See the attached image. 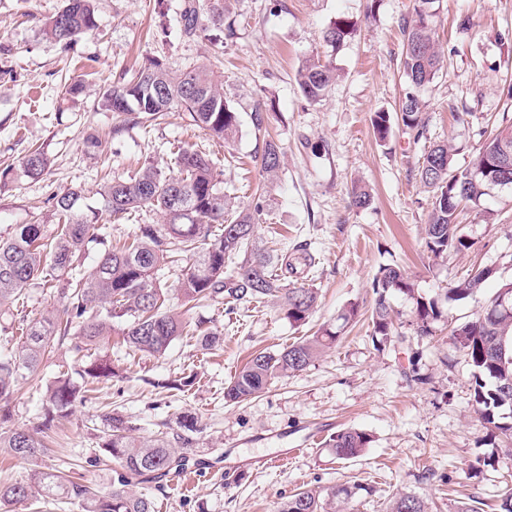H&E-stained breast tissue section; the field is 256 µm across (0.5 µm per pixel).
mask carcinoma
I'll return each instance as SVG.
<instances>
[{
	"instance_id": "carcinoma-1",
	"label": "carcinoma",
	"mask_w": 512,
	"mask_h": 512,
	"mask_svg": "<svg viewBox=\"0 0 512 512\" xmlns=\"http://www.w3.org/2000/svg\"><path fill=\"white\" fill-rule=\"evenodd\" d=\"M436 0H414L411 15L401 24V67L407 89L398 113L376 112L372 126L378 140L388 139L392 124L399 122L416 140L426 134L423 104L418 91L430 84L443 66L433 29ZM226 0H183L181 34L187 39L209 37L223 44ZM97 28L94 0H64L63 6L45 22V31L56 42L70 47ZM355 31V24L340 20L323 34L331 53L340 50ZM336 80V68L317 54L298 71V86L304 97L318 101ZM97 108L120 120L118 134L127 123L151 126L168 112L188 113L193 125L213 139L230 143L240 133L238 111L224 94V82L205 65L175 70L162 59H150L139 69L124 71L118 80L99 91ZM455 148L446 143L429 146L418 167L421 185L432 193V208L424 227V244L435 259L448 251L473 246L461 232L460 207L475 203L490 186L512 177V125L497 127L482 143L472 167L452 169ZM264 180L272 181L283 165V152L273 140L264 141L255 155ZM178 174L171 175L148 164L135 177L114 180L99 190L104 211L119 220L143 209L158 216L155 224H142L135 237L112 245L101 226L85 212L81 191L69 189L53 196L57 219L55 231L38 222L17 224L9 237L0 239V312L10 313L8 304L25 298L34 285L55 284L61 307L35 319H10L0 328L4 341L14 331L25 337L21 350L0 353V423L12 418L9 405L20 381L40 375L57 345L75 338L74 366H59L47 386L42 405L44 422L70 416L74 403L116 375L112 359L92 351L97 339L109 332L121 336L122 344L136 353L163 355L184 334L201 337L205 347L217 343L205 329V321L190 325L171 309L161 285L165 271L180 267L179 291L184 301H227L232 305L276 301L285 317L294 323L308 319L317 306L312 288L285 281L283 269L296 270L286 256H275L253 242L255 224L264 211L263 195L255 204L226 218L231 197L219 188L214 162L189 147L175 152ZM50 166L41 149L22 160L21 173L41 179ZM98 246L94 263L83 269L89 244ZM496 274L492 266H477L466 277L448 284L450 301L475 299ZM371 307L373 342L383 346L404 339L389 302L392 293L415 300L411 323L414 334L431 336L442 311L434 299L415 294L409 274L396 265L378 267L373 275ZM358 313L352 305L340 316L343 324L320 328L311 336L277 352L259 351L224 388V400L235 404L262 393L276 378L306 370L320 355L335 347L345 325ZM448 340L474 368L470 396L474 412L486 429L512 440V421L503 409L512 407V280L504 281L486 300L471 321L449 330ZM196 376L189 374L153 383L157 388L184 391ZM182 432H159L152 437L135 435L137 425L119 415L104 416L97 448L85 465L68 463L31 470L27 479L0 485V512L28 501L33 494L59 504H71L79 512H155L152 489H162V478L181 475L190 468L184 452L190 434L198 431L197 420L186 413L179 421ZM372 442L371 435L356 428L342 429L325 441V448L338 460L361 456ZM36 462L51 457L54 449L44 438L25 428L0 432V452ZM104 460L116 463L108 485L85 478L84 466ZM361 487L340 486L326 492L299 490L280 502L277 512H353V499ZM389 512H428L425 502L411 494L393 496Z\"/></svg>"
}]
</instances>
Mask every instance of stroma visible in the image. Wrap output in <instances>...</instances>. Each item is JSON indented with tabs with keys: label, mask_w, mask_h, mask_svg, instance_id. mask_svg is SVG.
<instances>
[{
	"label": "stroma",
	"mask_w": 512,
	"mask_h": 512,
	"mask_svg": "<svg viewBox=\"0 0 512 512\" xmlns=\"http://www.w3.org/2000/svg\"><path fill=\"white\" fill-rule=\"evenodd\" d=\"M183 0H97V29L66 48L44 32L45 20L63 0H0V235L14 225L55 224L50 196L82 190L87 205L100 208L98 189L112 178L134 175L157 164L175 172L171 141L212 155L234 204H252L264 192L256 228L260 245L292 254L306 245L316 258L303 281L318 293L306 322L288 321L273 303L227 311L209 304L192 309L222 344L208 350L197 337L177 339L164 356L126 350L116 335L100 337L97 352L109 354L117 375L104 388L75 403L58 429L56 460L90 456L104 415L133 420L140 434L176 432L184 413L200 430L187 448L197 473L170 482L157 494V512H277L282 497L302 489L326 490L361 484L356 512H385L391 497L405 492L423 499L428 512H449L456 501H496L512 482V447L491 439L471 404L474 369L448 342V328L470 321L479 301H449L450 280L476 264L495 267L486 294L512 279V187H490L459 215L470 250L430 258L422 230L431 196L417 170L430 144L447 141L456 151L454 170L469 169L488 121L512 123V0H436L433 25L445 54L443 69L421 90L427 131L413 140L394 125L379 142L371 116L395 112L406 79L401 68L400 22L412 0H229L226 21L235 34L215 55L202 38L184 39ZM470 14L473 29L457 32L456 18ZM357 26L354 37L331 60L338 77L325 96L307 100L296 73L309 57L324 53L322 34L336 20ZM150 58L171 66L211 65L238 112L240 134L231 145L213 142L187 113L171 112L151 127L116 136L111 113L96 108L97 92L121 71ZM84 80L85 93L72 97L67 81ZM266 105L262 130L251 121L254 104ZM102 147L90 152L88 135ZM277 141L285 166L274 184L264 183L252 160L264 140ZM49 155L42 179L20 175L31 146ZM373 201L354 207L353 181ZM406 270L419 295L437 300L443 320L430 337L414 334L413 300L394 294L391 305L403 341L375 347L369 319L372 277L379 266ZM360 315L341 342L305 371L275 380L249 400L229 404L224 389L247 358L275 351L337 323L349 304ZM419 353L418 367L409 357ZM70 343L55 350L39 379L19 385L11 402V427L41 423L40 396L58 364L72 362ZM197 375L186 392L156 388L182 372ZM357 428L372 436L362 456L338 460L324 446L330 435ZM493 465L472 474L476 459Z\"/></svg>",
	"instance_id": "35a3bbf8"
}]
</instances>
